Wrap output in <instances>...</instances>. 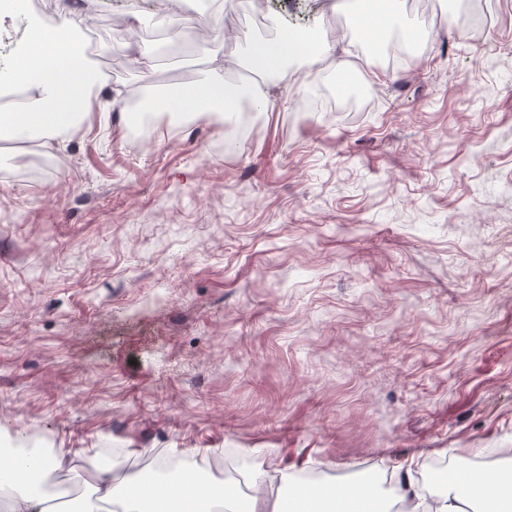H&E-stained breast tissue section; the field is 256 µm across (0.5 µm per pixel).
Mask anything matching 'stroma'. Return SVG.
Returning a JSON list of instances; mask_svg holds the SVG:
<instances>
[{
  "label": "stroma",
  "instance_id": "35a3bbf8",
  "mask_svg": "<svg viewBox=\"0 0 512 512\" xmlns=\"http://www.w3.org/2000/svg\"><path fill=\"white\" fill-rule=\"evenodd\" d=\"M70 0L109 111L69 140L0 146V445L33 431L89 484L101 451L131 465L205 448L250 459L244 503L284 468L325 484L397 464L512 469V0H400L412 63L358 39L336 0ZM348 36L310 66L255 73L247 42ZM39 14L0 15V64ZM242 64L271 106L253 139L219 116H155L130 95ZM375 56L364 112H312L319 76ZM301 93H294V86Z\"/></svg>",
  "mask_w": 512,
  "mask_h": 512
}]
</instances>
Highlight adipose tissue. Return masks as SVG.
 Returning a JSON list of instances; mask_svg holds the SVG:
<instances>
[{
    "mask_svg": "<svg viewBox=\"0 0 512 512\" xmlns=\"http://www.w3.org/2000/svg\"><path fill=\"white\" fill-rule=\"evenodd\" d=\"M369 2L370 9L360 14L357 22L363 41L377 48L395 25L397 0ZM335 49L336 42L328 35L302 38L288 31L272 42L249 41L247 60L253 71L273 74L282 72L290 60H316ZM209 64L207 78L183 93L146 99L144 111L197 116L214 109L225 116L234 115L245 90L225 83L228 59L214 54ZM0 83L23 86L28 93L26 103L0 112V128L28 131L51 141L74 135L83 118L99 104L95 92L98 80L78 47L56 29L41 24L31 26L21 53L0 67ZM72 463L66 451L47 457L13 454L0 458V470L12 473L8 512H62L54 495L44 493L40 485L49 472L66 469ZM198 472V466L182 463L174 494L163 501L159 483L136 479L120 488L112 468L99 467L93 476L92 494L83 500L79 512H195L201 493H210L215 501L223 500V488L201 481ZM395 494L404 512H465L471 500L482 503V512H512V481L485 471L449 473L431 502L419 494L408 472L399 479ZM354 498L362 502L361 512H389L385 501L367 484L353 490L332 484L305 488L297 512H352L350 501Z\"/></svg>",
    "mask_w": 512,
    "mask_h": 512,
    "instance_id": "1",
    "label": "adipose tissue"
}]
</instances>
